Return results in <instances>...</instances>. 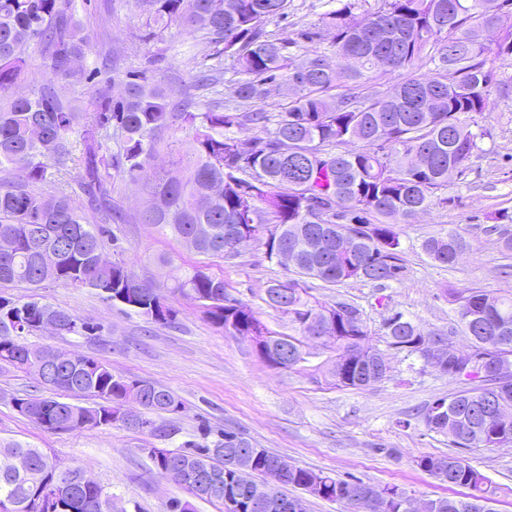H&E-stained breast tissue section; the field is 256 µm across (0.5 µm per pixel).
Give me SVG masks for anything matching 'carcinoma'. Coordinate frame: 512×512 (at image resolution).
I'll list each match as a JSON object with an SVG mask.
<instances>
[{"label": "carcinoma", "mask_w": 512, "mask_h": 512, "mask_svg": "<svg viewBox=\"0 0 512 512\" xmlns=\"http://www.w3.org/2000/svg\"><path fill=\"white\" fill-rule=\"evenodd\" d=\"M141 25L136 38L148 44L176 25L190 34L201 31L216 47L215 58L232 63L241 78L229 88L224 105L200 104L173 89L153 82L147 70L124 73V95L112 97L114 78L104 80L76 107L61 101L52 84L29 94L0 97V284L29 288L27 300L0 302V315L12 310L37 309V291L50 283L90 288L103 293L125 287L120 258L100 264L104 242L127 223L123 210L112 203L115 179L127 188L139 187L140 175L160 148L173 176L161 172L144 184L145 205L139 221L162 235L186 241L195 226L207 224L210 235L199 241L201 256L233 258L243 240L226 234L230 224L245 227V237L271 260L279 250L296 252L294 276L281 282L288 290V317L301 333L309 319L336 309L334 358L326 376L338 387L363 389V366H382L386 354L377 346L351 350L368 336L360 308L347 301H320L310 293L309 279L325 287L350 281L385 287L400 283L407 266L397 226L448 203L439 192L455 176L452 169L466 164L477 139L473 132L491 94H512V80L500 75L497 61L512 57V30L492 42L482 32L500 28L498 17L486 8L488 0H382L375 11L358 16V0L321 15L317 24L297 38L274 39L268 22L288 16L289 0H137ZM330 39L323 50L300 42ZM91 32L76 17L73 0H0V89L27 80L28 64L20 47L26 46L44 63L50 78L79 80L74 64L91 43ZM426 68L431 74L418 73ZM276 82L293 85V93L275 110L265 108ZM238 100L257 105L240 112ZM80 129L79 155H73L70 135ZM250 128L246 140L233 130ZM189 132L184 143L177 133ZM115 142V148L104 142ZM62 171L76 160L83 169L81 200L65 187H54L47 160ZM339 235L343 243L324 248L315 239ZM470 247L455 229L425 238L421 250L440 266H452ZM163 281L135 313L152 321L150 303L179 296L197 302L206 319L229 336H264L267 326L248 305L224 302V279L199 264L176 262L171 255L156 256ZM444 296L457 305L459 332L470 340V350L448 360L442 374L460 379L462 370L483 361L512 360V294L482 288H446ZM387 346L410 357L435 332L408 319H384ZM295 366L307 361L302 341L279 337ZM27 340L16 344L0 332V366L33 375ZM139 388H134V385ZM134 385L116 380L101 360L77 355L74 360L48 367L36 387L51 397L25 394L13 397L18 413L45 415L48 430L73 432L112 426V401L144 406L159 413L166 426L170 415L185 409L169 388L148 380ZM72 396L95 399L91 405L67 402ZM512 412V382L498 393L497 407L484 405L475 388H464L448 398H437L422 421L428 431L448 437L456 448L512 446V427L499 423L496 409ZM226 430L201 426L200 442H189L172 455L153 461L161 471L175 459L197 473L202 464L224 477L223 486L201 498L220 501L234 483L224 457L209 452L222 447ZM266 457L253 465L247 493L270 492L282 499L278 485L306 490L316 481L317 497L344 504L345 512H361L350 492L352 482L323 471L296 469L288 480L274 478ZM24 455L28 473L14 475L10 460ZM421 470L437 474L448 466L450 485L470 490L464 500L444 497L437 512H489L496 487L460 455H422L413 459ZM56 471V464L40 449L0 438V498L19 504L37 482ZM392 495L382 499L378 512H402L407 491L384 487ZM72 493L88 502L79 512H102L96 500L110 494L100 486Z\"/></svg>", "instance_id": "cac0c4a2"}]
</instances>
